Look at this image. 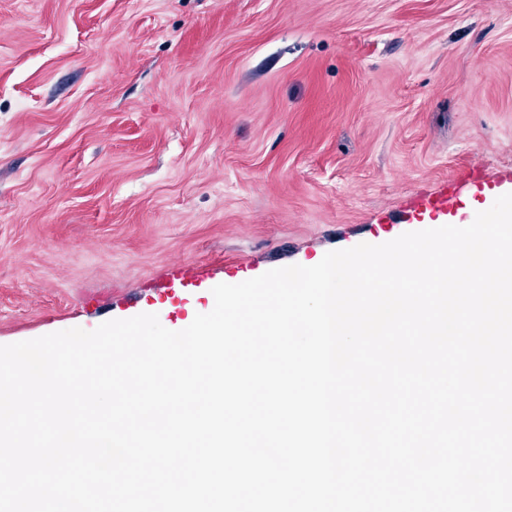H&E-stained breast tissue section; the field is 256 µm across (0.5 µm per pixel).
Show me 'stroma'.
<instances>
[{"label": "stroma", "mask_w": 512, "mask_h": 512, "mask_svg": "<svg viewBox=\"0 0 512 512\" xmlns=\"http://www.w3.org/2000/svg\"><path fill=\"white\" fill-rule=\"evenodd\" d=\"M507 193L512 0H0V345Z\"/></svg>", "instance_id": "stroma-1"}]
</instances>
